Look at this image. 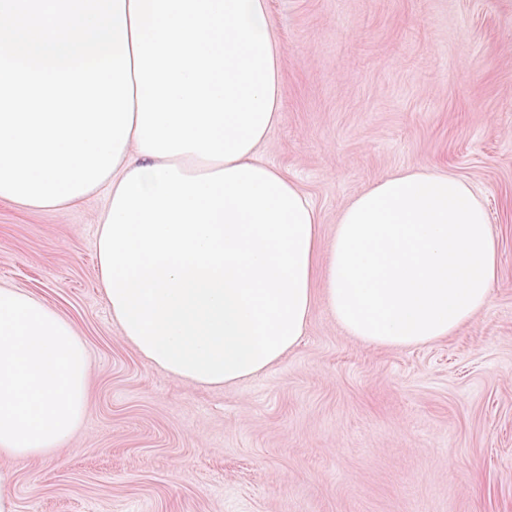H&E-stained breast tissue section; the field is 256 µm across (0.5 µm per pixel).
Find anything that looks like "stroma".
<instances>
[{
    "label": "stroma",
    "mask_w": 512,
    "mask_h": 512,
    "mask_svg": "<svg viewBox=\"0 0 512 512\" xmlns=\"http://www.w3.org/2000/svg\"><path fill=\"white\" fill-rule=\"evenodd\" d=\"M281 112L259 156L323 237L394 172L460 177L499 243L491 304L390 348L317 305L266 372L202 388L146 361L103 297L105 193L60 212L0 203V286L69 320L86 417L53 456L11 459L17 512H512V0H268Z\"/></svg>",
    "instance_id": "obj_1"
}]
</instances>
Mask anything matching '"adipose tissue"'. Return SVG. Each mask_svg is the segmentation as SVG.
<instances>
[{
	"instance_id": "adipose-tissue-1",
	"label": "adipose tissue",
	"mask_w": 512,
	"mask_h": 512,
	"mask_svg": "<svg viewBox=\"0 0 512 512\" xmlns=\"http://www.w3.org/2000/svg\"><path fill=\"white\" fill-rule=\"evenodd\" d=\"M133 123L100 217V281L124 339L200 386L265 371L318 302L351 336L409 348L487 307L499 245L464 180L390 175L331 241L257 148L278 123L268 0H125Z\"/></svg>"
}]
</instances>
